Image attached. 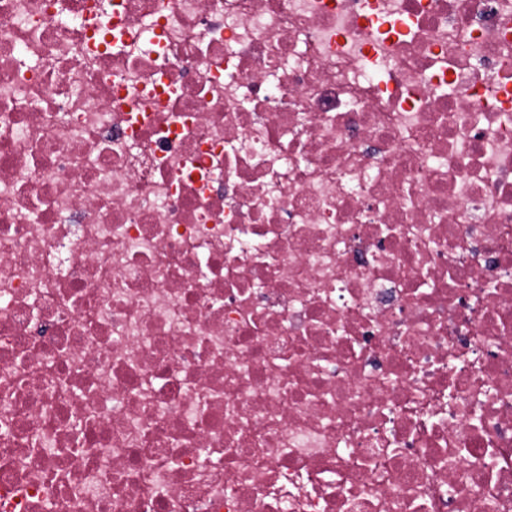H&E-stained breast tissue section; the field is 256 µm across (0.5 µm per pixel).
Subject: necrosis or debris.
I'll return each instance as SVG.
<instances>
[{
	"instance_id": "4bbe7bcc",
	"label": "necrosis or debris",
	"mask_w": 512,
	"mask_h": 512,
	"mask_svg": "<svg viewBox=\"0 0 512 512\" xmlns=\"http://www.w3.org/2000/svg\"><path fill=\"white\" fill-rule=\"evenodd\" d=\"M0 512H512V0H0Z\"/></svg>"
}]
</instances>
